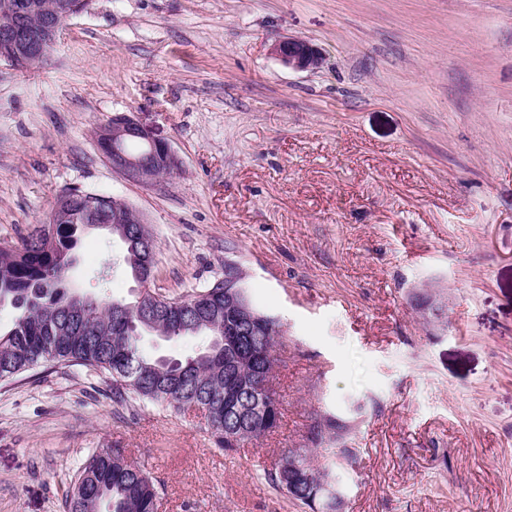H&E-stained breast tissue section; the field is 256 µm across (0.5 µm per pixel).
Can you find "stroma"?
<instances>
[{
  "label": "stroma",
  "mask_w": 512,
  "mask_h": 512,
  "mask_svg": "<svg viewBox=\"0 0 512 512\" xmlns=\"http://www.w3.org/2000/svg\"><path fill=\"white\" fill-rule=\"evenodd\" d=\"M298 37L322 63L284 66ZM130 113L181 161L124 180L94 130ZM68 187L126 200L155 239L152 291L242 272L285 334L282 421L224 453L200 414L112 401V379L41 365L0 381V512H67L89 453L124 449L162 512H302L262 468L316 415L360 462L344 512H512V0H92L49 58L0 61V244ZM75 280L132 298L90 230ZM441 290L446 325L409 296ZM270 51L282 64L296 71L314 70L321 65L318 51L301 38L280 39L271 45Z\"/></svg>",
  "instance_id": "stroma-1"
}]
</instances>
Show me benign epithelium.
Masks as SVG:
<instances>
[{"mask_svg": "<svg viewBox=\"0 0 512 512\" xmlns=\"http://www.w3.org/2000/svg\"><path fill=\"white\" fill-rule=\"evenodd\" d=\"M91 0L74 5L69 0L56 4L55 17L36 27L28 25L21 3L0 13V59L19 67L48 59L51 48L65 30L69 21L86 11ZM273 54L282 64L296 71L319 68L318 51L301 38H283L271 45ZM96 139L108 148L105 157L112 169L126 180L143 186H155L161 179L150 173L157 169L177 168L179 159L170 143L142 126L133 115L121 113L97 127ZM112 221L117 224H145L146 217L121 198L116 199Z\"/></svg>", "mask_w": 512, "mask_h": 512, "instance_id": "1", "label": "benign epithelium"}]
</instances>
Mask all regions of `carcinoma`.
<instances>
[{
  "label": "carcinoma",
  "instance_id": "1",
  "mask_svg": "<svg viewBox=\"0 0 512 512\" xmlns=\"http://www.w3.org/2000/svg\"><path fill=\"white\" fill-rule=\"evenodd\" d=\"M63 224L34 227L20 245H0V306L16 315L0 332V380L41 364L80 366L112 376V400L151 403L172 414L196 407L209 411L208 428L224 452L237 451L278 428L280 401L272 387L279 321L248 305L249 319L237 322L238 301L219 285L185 298L147 295L140 302L107 301L62 284L81 228L112 221V208L90 212L76 203ZM117 261L134 274L153 236L142 224L123 225ZM151 334L163 339L198 340L179 357L154 356L142 346ZM266 382L254 390L258 379ZM338 418H315L308 450L286 448L265 480L306 512H341L326 480L356 466L359 451L336 441ZM158 491L142 467L122 448L92 452L66 490L67 512H156Z\"/></svg>",
  "mask_w": 512,
  "mask_h": 512
}]
</instances>
